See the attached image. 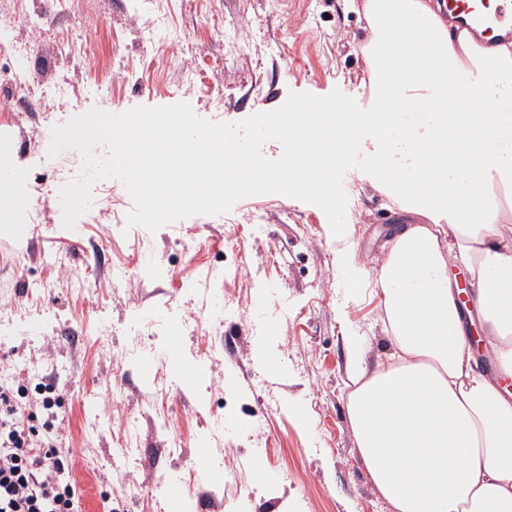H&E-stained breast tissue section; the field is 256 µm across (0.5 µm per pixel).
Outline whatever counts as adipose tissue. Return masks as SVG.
Masks as SVG:
<instances>
[{"instance_id": "obj_1", "label": "adipose tissue", "mask_w": 512, "mask_h": 512, "mask_svg": "<svg viewBox=\"0 0 512 512\" xmlns=\"http://www.w3.org/2000/svg\"><path fill=\"white\" fill-rule=\"evenodd\" d=\"M363 47L373 97L393 112L315 103L290 130L288 160L270 170L253 155L227 157L213 144L174 159L200 176L172 206H203L213 192L313 191L335 207L320 172L342 164L353 141L366 178L410 215L377 270L394 351L366 375L350 339L348 412L360 457L390 512H512V392L480 372L468 324L480 314L503 374L512 376V114L487 107L512 96V41L477 42L448 28L437 0H365ZM478 73L466 108L449 110L463 76ZM469 270L461 301L454 264Z\"/></svg>"}]
</instances>
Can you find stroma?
Returning a JSON list of instances; mask_svg holds the SVG:
<instances>
[{"mask_svg": "<svg viewBox=\"0 0 512 512\" xmlns=\"http://www.w3.org/2000/svg\"><path fill=\"white\" fill-rule=\"evenodd\" d=\"M362 3L0 0L19 15L57 17L39 41L49 67L0 111L12 191L26 199L17 215L30 225L21 239L0 223V329L12 331L0 338V372L60 395L54 437L73 451L67 476L94 486L82 512H168L158 478L179 487L187 512H389L350 425L347 365L352 336L364 340L367 372L394 350L373 269L404 220L397 206L357 169L345 173L347 243L366 271L350 285L324 211L277 193L151 232L128 226L125 185L99 179L74 235L29 109L45 84L65 93L53 127L93 109L179 102L236 123L293 92L338 90L365 109ZM173 44L196 86L168 63ZM138 314L148 325L136 333Z\"/></svg>", "mask_w": 512, "mask_h": 512, "instance_id": "35a3bbf8", "label": "stroma"}]
</instances>
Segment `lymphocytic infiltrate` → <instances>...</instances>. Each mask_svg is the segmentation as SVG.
I'll return each instance as SVG.
<instances>
[{"instance_id": "1", "label": "lymphocytic infiltrate", "mask_w": 512, "mask_h": 512, "mask_svg": "<svg viewBox=\"0 0 512 512\" xmlns=\"http://www.w3.org/2000/svg\"><path fill=\"white\" fill-rule=\"evenodd\" d=\"M24 393L0 383V512H79L75 487L59 478L72 451L26 422Z\"/></svg>"}]
</instances>
